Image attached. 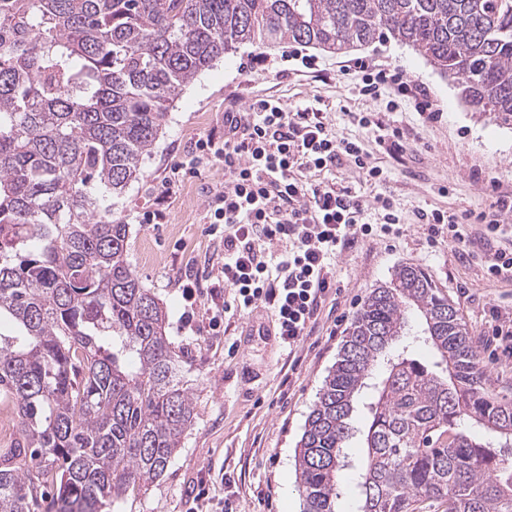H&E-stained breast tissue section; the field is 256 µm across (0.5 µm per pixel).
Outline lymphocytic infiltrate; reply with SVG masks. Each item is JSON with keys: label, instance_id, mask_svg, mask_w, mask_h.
<instances>
[{"label": "lymphocytic infiltrate", "instance_id": "f902f5d3", "mask_svg": "<svg viewBox=\"0 0 512 512\" xmlns=\"http://www.w3.org/2000/svg\"><path fill=\"white\" fill-rule=\"evenodd\" d=\"M339 67L359 96L386 99L387 111H397L404 99L427 118L439 115L429 88L402 70L387 69L371 56ZM213 162L223 165L225 180L206 200V219L210 235L224 242V263L208 287L215 307L210 326L219 329L227 313L262 303L274 312L283 344L296 349L335 285L333 269L342 252L364 239L388 241L403 233L392 197L366 202L351 186L322 179V172L355 167L379 182L387 174L358 142L338 137L319 108L291 110L273 96L225 111L223 131L197 140L194 154L165 183L163 197ZM511 212L512 194L500 192L476 214L422 208L416 219L428 245L443 237L452 246L482 242L486 276L499 282L512 281V251L497 244L500 218Z\"/></svg>", "mask_w": 512, "mask_h": 512}]
</instances>
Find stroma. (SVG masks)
Wrapping results in <instances>:
<instances>
[{"instance_id":"35a3bbf8","label":"stroma","mask_w":512,"mask_h":512,"mask_svg":"<svg viewBox=\"0 0 512 512\" xmlns=\"http://www.w3.org/2000/svg\"><path fill=\"white\" fill-rule=\"evenodd\" d=\"M297 48L291 42L273 47L245 43L200 73L169 106L163 132L144 158L142 176L114 210L129 226L130 265L166 308V334L190 381L194 415L164 475L147 491L116 500L112 512H196L201 486L210 512H302L295 450L307 416L364 300L401 264L422 267L454 301L478 341L489 383L512 396V362L490 363L486 326L490 306L512 307V283L488 282L481 256L471 246L444 241L428 246L414 217L419 208L478 213L487 209L494 191L512 193V125L474 112L456 81L441 77L396 40L363 46L358 53L378 56L423 82L441 118H423L406 103L399 111H386L384 103L355 95L347 79L335 74L337 55L299 47L316 58L319 68L333 72L330 79L315 80L288 60V52ZM257 55L266 64L250 69ZM269 95L291 109L319 102L333 132L361 141L372 162L388 173L385 181L374 182L347 167L336 170L337 180L369 202L378 195L393 197L404 216L398 239L366 241L337 259L336 287L323 298L314 331L293 354L282 343L273 311L260 303L227 317L226 333L216 334L209 328L213 305L202 295L190 327L180 325L184 271L190 268L203 277L222 263L224 248L207 232L204 205L209 190L224 183L223 166L186 177L176 194L165 203L157 201L172 168L195 142L223 128L225 110L245 108ZM366 112L380 114L388 128L408 132L407 151L393 158L379 147L374 134L358 124ZM159 207L164 223H143V214Z\"/></svg>"}]
</instances>
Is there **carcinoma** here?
Segmentation results:
<instances>
[{"instance_id":"cac0c4a2","label":"carcinoma","mask_w":512,"mask_h":512,"mask_svg":"<svg viewBox=\"0 0 512 512\" xmlns=\"http://www.w3.org/2000/svg\"><path fill=\"white\" fill-rule=\"evenodd\" d=\"M407 43L476 112L512 122V0H0V512H108L167 469L193 421L166 311L127 261L112 200L169 105L241 44L336 53ZM410 346L394 347L410 315ZM364 459L345 467L356 404ZM484 429L466 433L458 423ZM512 398L489 386L455 303L412 264L374 288L297 453L303 512H512Z\"/></svg>"}]
</instances>
